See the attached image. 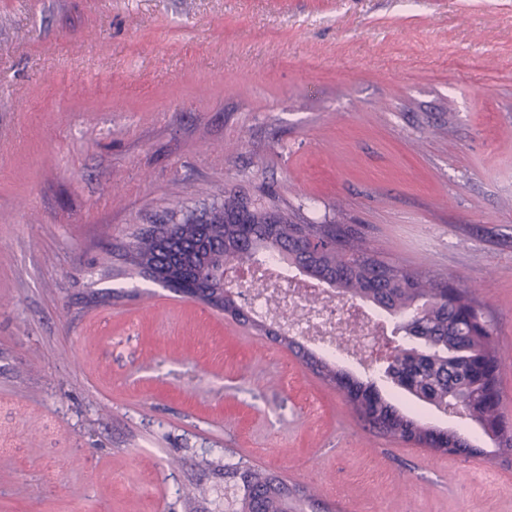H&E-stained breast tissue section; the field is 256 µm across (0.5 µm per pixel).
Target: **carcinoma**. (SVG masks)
<instances>
[{
	"mask_svg": "<svg viewBox=\"0 0 512 512\" xmlns=\"http://www.w3.org/2000/svg\"><path fill=\"white\" fill-rule=\"evenodd\" d=\"M177 212L181 217L152 224L123 245L121 257L131 271L294 353L344 396L375 435L438 455L512 463V424L502 411L500 391L501 378L512 371V358L498 343L493 319L466 275L438 278L424 269H407L379 258L352 224L307 221L241 191L224 192L223 200L199 213H184L180 204L172 210ZM202 237L211 246H193L173 261L161 256L171 240L187 243ZM266 256L278 257L339 296L395 317L412 340L397 348L384 381L426 405L461 408L465 425L432 422L244 308L238 293L224 287L217 273L229 263L249 265ZM241 480L244 493L237 512H331L316 487L289 484L267 468H251Z\"/></svg>",
	"mask_w": 512,
	"mask_h": 512,
	"instance_id": "obj_1",
	"label": "carcinoma"
}]
</instances>
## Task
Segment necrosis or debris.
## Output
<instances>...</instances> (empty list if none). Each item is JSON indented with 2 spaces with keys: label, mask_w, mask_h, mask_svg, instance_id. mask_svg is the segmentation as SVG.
Returning <instances> with one entry per match:
<instances>
[{
  "label": "necrosis or debris",
  "mask_w": 512,
  "mask_h": 512,
  "mask_svg": "<svg viewBox=\"0 0 512 512\" xmlns=\"http://www.w3.org/2000/svg\"><path fill=\"white\" fill-rule=\"evenodd\" d=\"M230 270L232 279L247 284L249 308L274 327L353 374L381 367L391 345L386 315L357 301H337L332 290L274 259Z\"/></svg>",
  "instance_id": "1"
}]
</instances>
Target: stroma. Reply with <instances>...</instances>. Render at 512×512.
Instances as JSON below:
<instances>
[{
	"label": "stroma",
	"mask_w": 512,
	"mask_h": 512,
	"mask_svg": "<svg viewBox=\"0 0 512 512\" xmlns=\"http://www.w3.org/2000/svg\"><path fill=\"white\" fill-rule=\"evenodd\" d=\"M0 154V512H236L228 465L512 512V468L373 435L114 252L243 191L466 274L512 353V0H0Z\"/></svg>",
	"instance_id": "1"
}]
</instances>
